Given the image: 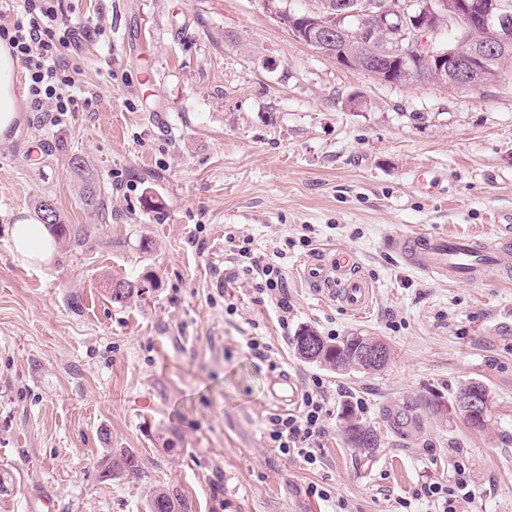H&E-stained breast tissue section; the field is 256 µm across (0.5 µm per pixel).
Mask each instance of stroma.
Masks as SVG:
<instances>
[{"label": "stroma", "instance_id": "35a3bbf8", "mask_svg": "<svg viewBox=\"0 0 512 512\" xmlns=\"http://www.w3.org/2000/svg\"><path fill=\"white\" fill-rule=\"evenodd\" d=\"M311 5L61 0L80 34L68 57L96 95L56 126L27 112L0 145V469L15 478L0 512H146L162 486L192 512H439L422 486L460 478L457 512H512V281L444 282L388 246L489 235L512 210V79L450 89L344 69L284 22ZM74 154L105 212L84 208ZM424 169L434 193L416 185ZM43 197L82 241L30 265L10 229ZM230 233L285 248L288 332L246 281L223 280ZM336 248L371 284L369 312L303 279ZM146 275L147 296L104 291ZM305 328L376 337L390 360L337 374L297 355ZM254 331L266 360L245 346ZM281 371L330 397L316 464L265 438ZM472 380L490 391L480 431L455 402ZM347 408L376 429L375 456L348 444ZM403 411L416 422L399 432ZM116 451L140 472L101 481Z\"/></svg>", "mask_w": 512, "mask_h": 512}]
</instances>
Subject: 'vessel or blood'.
I'll use <instances>...</instances> for the list:
<instances>
[{"label": "vessel or blood", "instance_id": "1", "mask_svg": "<svg viewBox=\"0 0 512 512\" xmlns=\"http://www.w3.org/2000/svg\"><path fill=\"white\" fill-rule=\"evenodd\" d=\"M391 249L405 265L446 281H481L500 267L502 250L512 247V212L501 215L493 241L474 235L415 233L392 240ZM357 259L337 250L309 266L305 280L315 288L328 289L347 310L362 313L369 307L370 287L356 273ZM270 395L282 407L297 404L299 387L289 373L273 377Z\"/></svg>", "mask_w": 512, "mask_h": 512}]
</instances>
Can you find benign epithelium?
<instances>
[{
  "label": "benign epithelium",
  "instance_id": "benign-epithelium-1",
  "mask_svg": "<svg viewBox=\"0 0 512 512\" xmlns=\"http://www.w3.org/2000/svg\"><path fill=\"white\" fill-rule=\"evenodd\" d=\"M308 29L325 30L331 40L347 35L388 34V46L373 56L377 69L391 64L399 70V82L416 85L425 80L452 88L467 84H485L497 80L496 70L488 67L483 50L475 46L466 53L446 52L436 48L443 27L461 20L470 27L489 32L494 44L512 48V3L508 0H391L355 7L346 2L336 11L318 17L306 13L288 19V27L300 30L304 19ZM359 358L368 364H384L389 353L375 341L364 342L358 348ZM460 412L467 416L485 417L488 403L479 390L462 393L457 399Z\"/></svg>",
  "mask_w": 512,
  "mask_h": 512
}]
</instances>
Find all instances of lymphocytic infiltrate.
Wrapping results in <instances>:
<instances>
[{
	"mask_svg": "<svg viewBox=\"0 0 512 512\" xmlns=\"http://www.w3.org/2000/svg\"><path fill=\"white\" fill-rule=\"evenodd\" d=\"M73 29L67 23L60 0H0V40L6 41L23 64L32 111L51 109V121L78 109L80 96L92 89L78 79V68L65 60ZM230 265L228 276L250 281L260 300L270 302L278 312L281 330H288L292 306L288 284L280 264L283 251L273 257L255 255L250 238L228 235ZM329 398L321 383L304 390L297 412L271 415L267 439L283 454L295 455L307 464L317 460L318 442L326 427L324 416Z\"/></svg>",
	"mask_w": 512,
	"mask_h": 512,
	"instance_id": "1",
	"label": "lymphocytic infiltrate"
}]
</instances>
